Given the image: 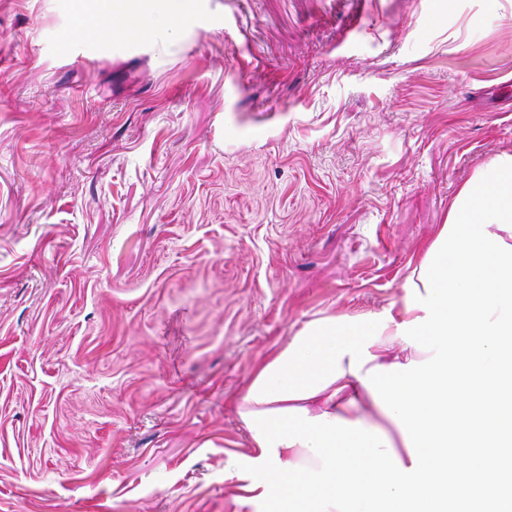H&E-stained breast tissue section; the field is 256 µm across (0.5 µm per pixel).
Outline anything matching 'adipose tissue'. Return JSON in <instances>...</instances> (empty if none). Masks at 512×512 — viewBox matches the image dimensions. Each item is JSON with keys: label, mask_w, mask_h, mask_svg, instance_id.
I'll return each instance as SVG.
<instances>
[{"label": "adipose tissue", "mask_w": 512, "mask_h": 512, "mask_svg": "<svg viewBox=\"0 0 512 512\" xmlns=\"http://www.w3.org/2000/svg\"><path fill=\"white\" fill-rule=\"evenodd\" d=\"M185 0H70V37L179 32ZM512 154L466 183L405 293L327 316L253 368L236 403L252 451L240 504L262 512H439L476 443L512 454Z\"/></svg>", "instance_id": "1"}]
</instances>
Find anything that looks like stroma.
<instances>
[{"instance_id":"35a3bbf8","label":"stroma","mask_w":512,"mask_h":512,"mask_svg":"<svg viewBox=\"0 0 512 512\" xmlns=\"http://www.w3.org/2000/svg\"><path fill=\"white\" fill-rule=\"evenodd\" d=\"M0 0V512H254L235 401L379 311L512 153V0H193L132 51Z\"/></svg>"}]
</instances>
